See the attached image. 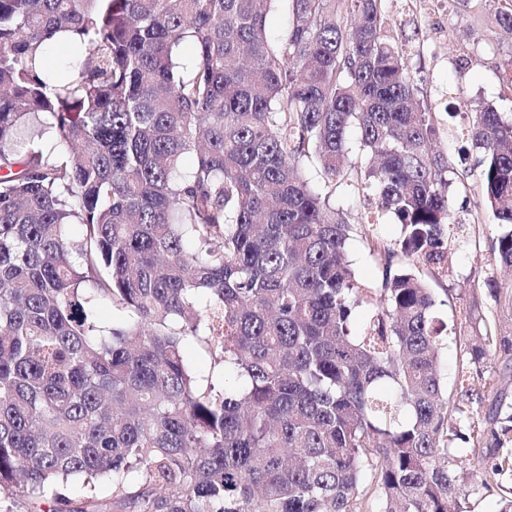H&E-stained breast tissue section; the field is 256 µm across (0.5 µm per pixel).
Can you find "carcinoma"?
I'll use <instances>...</instances> for the list:
<instances>
[{"instance_id":"carcinoma-1","label":"carcinoma","mask_w":512,"mask_h":512,"mask_svg":"<svg viewBox=\"0 0 512 512\" xmlns=\"http://www.w3.org/2000/svg\"><path fill=\"white\" fill-rule=\"evenodd\" d=\"M270 2L0 0V512H460L465 480L512 476L506 392L457 424L488 353L512 360L476 297L457 392L442 377L420 271L449 272L452 182L382 0H288L276 44ZM59 33L68 74L44 65ZM469 137L512 269V119L485 106ZM338 187L401 224L376 284ZM348 255L360 280L372 284L380 279L381 272L360 235H354L349 240Z\"/></svg>"}]
</instances>
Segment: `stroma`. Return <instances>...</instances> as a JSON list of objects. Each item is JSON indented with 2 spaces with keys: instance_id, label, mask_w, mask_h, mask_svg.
I'll return each instance as SVG.
<instances>
[{
  "instance_id": "1",
  "label": "stroma",
  "mask_w": 512,
  "mask_h": 512,
  "mask_svg": "<svg viewBox=\"0 0 512 512\" xmlns=\"http://www.w3.org/2000/svg\"><path fill=\"white\" fill-rule=\"evenodd\" d=\"M512 0H383L389 36L401 42L421 97L434 114L438 146L448 155L453 187L449 205L466 226L467 244H454L453 277L434 270L423 276L438 301L437 314L465 329L464 314L487 278L507 281L512 272L495 263L491 241L500 232L485 207L476 152L463 130L480 107L512 115V95L503 84L512 77V37L491 31L495 12Z\"/></svg>"
}]
</instances>
